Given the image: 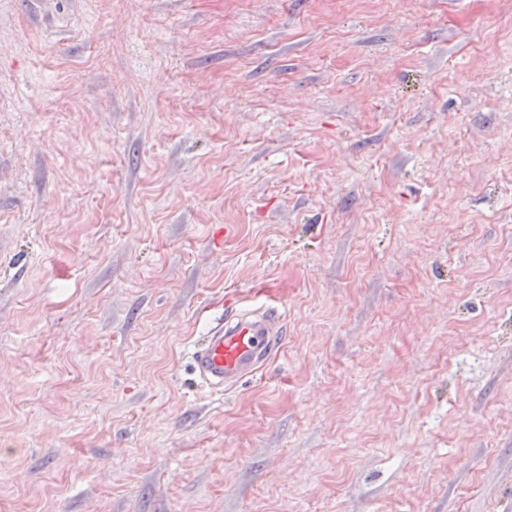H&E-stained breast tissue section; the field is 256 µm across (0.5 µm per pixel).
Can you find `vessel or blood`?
I'll use <instances>...</instances> for the list:
<instances>
[{
	"label": "vessel or blood",
	"mask_w": 512,
	"mask_h": 512,
	"mask_svg": "<svg viewBox=\"0 0 512 512\" xmlns=\"http://www.w3.org/2000/svg\"><path fill=\"white\" fill-rule=\"evenodd\" d=\"M285 319L284 310L274 303L237 309L212 325L191 350L190 366L199 385L221 393L255 373L283 343Z\"/></svg>",
	"instance_id": "obj_1"
}]
</instances>
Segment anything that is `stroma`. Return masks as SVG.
<instances>
[{
    "label": "stroma",
    "instance_id": "35a3bbf8",
    "mask_svg": "<svg viewBox=\"0 0 512 512\" xmlns=\"http://www.w3.org/2000/svg\"><path fill=\"white\" fill-rule=\"evenodd\" d=\"M0 512H512V0H0ZM282 309L275 303L255 310L239 308L212 325L190 354L191 370L199 385L211 393H222L255 373L285 339Z\"/></svg>",
    "mask_w": 512,
    "mask_h": 512
}]
</instances>
